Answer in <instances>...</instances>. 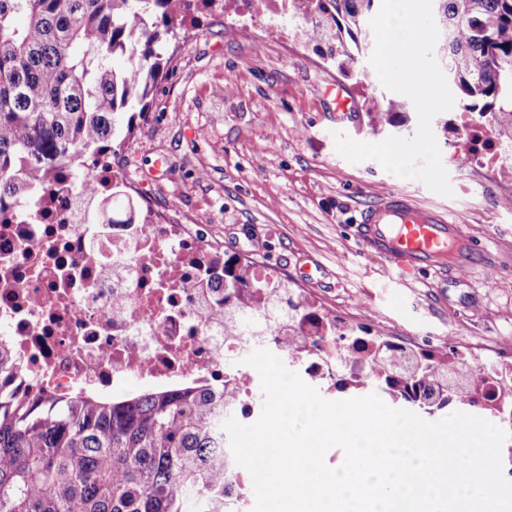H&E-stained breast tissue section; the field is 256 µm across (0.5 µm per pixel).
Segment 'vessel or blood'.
Wrapping results in <instances>:
<instances>
[{"label":"vessel or blood","mask_w":512,"mask_h":512,"mask_svg":"<svg viewBox=\"0 0 512 512\" xmlns=\"http://www.w3.org/2000/svg\"><path fill=\"white\" fill-rule=\"evenodd\" d=\"M361 252L380 257L401 273H417L454 264L459 271L477 265V252L461 221L437 209L392 194L361 213L357 226Z\"/></svg>","instance_id":"1"}]
</instances>
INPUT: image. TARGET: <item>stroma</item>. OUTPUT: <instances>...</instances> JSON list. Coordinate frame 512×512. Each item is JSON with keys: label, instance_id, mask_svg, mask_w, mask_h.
Instances as JSON below:
<instances>
[{"label": "stroma", "instance_id": "obj_1", "mask_svg": "<svg viewBox=\"0 0 512 512\" xmlns=\"http://www.w3.org/2000/svg\"><path fill=\"white\" fill-rule=\"evenodd\" d=\"M186 38L169 45L149 117L117 157L160 223L199 225L226 254L255 262L343 321L387 327L422 348L512 341V171L462 164L437 121L453 196L373 159L350 162L335 133L376 142L366 110L388 94L369 57L357 65L367 75L359 81L324 56L323 43L279 42L215 12L200 15ZM332 84L355 100L345 118L326 95ZM384 191L462 220L478 266L463 276L449 269L404 278L363 257L360 214ZM308 263L321 267L312 284L302 274Z\"/></svg>", "mask_w": 512, "mask_h": 512}]
</instances>
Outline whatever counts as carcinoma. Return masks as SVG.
Returning <instances> with one entry per match:
<instances>
[{
    "label": "carcinoma",
    "instance_id": "1",
    "mask_svg": "<svg viewBox=\"0 0 512 512\" xmlns=\"http://www.w3.org/2000/svg\"><path fill=\"white\" fill-rule=\"evenodd\" d=\"M225 0H0V213H30L64 179L103 224H133L141 204L123 190L90 196L88 172L109 158L121 132L145 119V100L168 66L174 39L201 6ZM336 21V59L357 62L371 47L377 0H298ZM434 52L462 111L489 112L492 132L512 141V0H432ZM407 110L389 100L367 109L380 131ZM224 285L247 288L241 312L261 303L255 264L224 256ZM315 335L332 325L309 307L289 306ZM373 388L429 417L448 405L500 422L512 391L495 396L455 349L421 351L407 369L404 348L377 346ZM18 361L0 341V380ZM221 397L207 389L142 391L107 400L93 393L42 404L12 397L0 407V512H231L224 499L231 452Z\"/></svg>",
    "mask_w": 512,
    "mask_h": 512
}]
</instances>
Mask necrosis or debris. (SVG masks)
I'll list each match as a JSON object with an SVG mask.
<instances>
[{"label": "necrosis or debris", "instance_id": "necrosis-or-debris-1", "mask_svg": "<svg viewBox=\"0 0 512 512\" xmlns=\"http://www.w3.org/2000/svg\"><path fill=\"white\" fill-rule=\"evenodd\" d=\"M228 19L260 23L273 37H308L312 16L295 0H228ZM448 144L467 165L512 168V143L488 118L459 112ZM238 289L224 285V249L189 224H94L74 194L30 215L0 216V341L20 362L13 383L32 399L108 392L137 382L167 390L194 383L214 392L238 387L231 414L260 416L258 372L246 365L266 349L292 364L321 396L335 393L340 366L367 381L347 325L321 348L303 319L281 317L245 331L232 315Z\"/></svg>", "mask_w": 512, "mask_h": 512}]
</instances>
